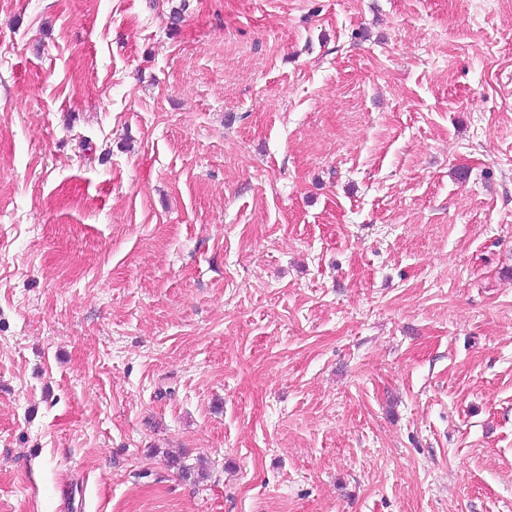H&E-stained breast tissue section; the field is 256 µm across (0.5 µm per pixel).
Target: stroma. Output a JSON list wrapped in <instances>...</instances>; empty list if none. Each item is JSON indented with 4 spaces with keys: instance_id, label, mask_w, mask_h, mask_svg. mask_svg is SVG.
Here are the masks:
<instances>
[{
    "instance_id": "1",
    "label": "stroma",
    "mask_w": 512,
    "mask_h": 512,
    "mask_svg": "<svg viewBox=\"0 0 512 512\" xmlns=\"http://www.w3.org/2000/svg\"><path fill=\"white\" fill-rule=\"evenodd\" d=\"M0 512H512V0H0Z\"/></svg>"
}]
</instances>
